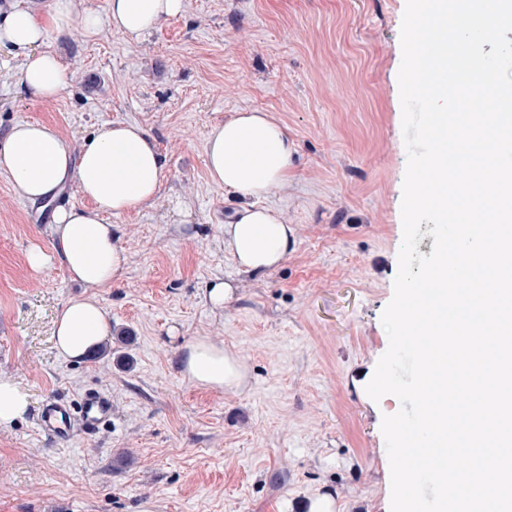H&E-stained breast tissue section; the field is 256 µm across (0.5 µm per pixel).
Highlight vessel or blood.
<instances>
[{
  "label": "vessel or blood",
  "mask_w": 512,
  "mask_h": 512,
  "mask_svg": "<svg viewBox=\"0 0 512 512\" xmlns=\"http://www.w3.org/2000/svg\"><path fill=\"white\" fill-rule=\"evenodd\" d=\"M111 418V398L99 391L87 390L73 402L61 398L48 401L37 417V424L51 439L67 440L93 432Z\"/></svg>",
  "instance_id": "vessel-or-blood-1"
}]
</instances>
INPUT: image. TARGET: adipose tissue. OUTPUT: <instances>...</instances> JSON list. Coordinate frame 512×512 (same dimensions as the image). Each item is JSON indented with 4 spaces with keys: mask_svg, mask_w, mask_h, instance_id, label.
Masks as SVG:
<instances>
[{
    "mask_svg": "<svg viewBox=\"0 0 512 512\" xmlns=\"http://www.w3.org/2000/svg\"><path fill=\"white\" fill-rule=\"evenodd\" d=\"M183 9L184 0H108L105 12H79L74 0H54L44 20L25 9L0 14V45L24 51L20 82L33 99L51 101L69 85L66 68L44 48L51 31L93 33L108 27L138 41ZM295 153L287 129L264 112L237 113L208 137L211 182L247 202L235 222L224 227V244L243 272L269 271L294 249L292 228L261 200L287 181ZM163 169L152 138L132 123L105 125L77 152L55 130L36 121L16 123L0 135V171L22 198L48 200L72 183L91 201V208H61L54 215L56 254L69 280L84 288L107 287L127 268L129 254L104 218L154 202ZM110 333V319L96 298L72 297L55 319L54 346L63 358L80 360ZM179 366L186 380L205 389H236L245 378L239 358L207 337L183 346Z\"/></svg>",
    "mask_w": 512,
    "mask_h": 512,
    "instance_id": "adipose-tissue-1",
    "label": "adipose tissue"
}]
</instances>
